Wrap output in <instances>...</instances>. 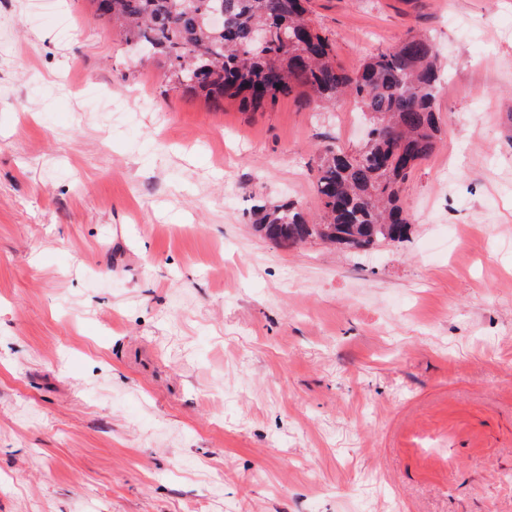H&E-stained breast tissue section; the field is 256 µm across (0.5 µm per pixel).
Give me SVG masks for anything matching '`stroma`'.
Wrapping results in <instances>:
<instances>
[{
    "instance_id": "stroma-1",
    "label": "stroma",
    "mask_w": 512,
    "mask_h": 512,
    "mask_svg": "<svg viewBox=\"0 0 512 512\" xmlns=\"http://www.w3.org/2000/svg\"><path fill=\"white\" fill-rule=\"evenodd\" d=\"M355 71L433 35L411 232L252 225L365 125L168 88L91 0H0V512H512V0H312Z\"/></svg>"
}]
</instances>
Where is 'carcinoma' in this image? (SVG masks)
Returning <instances> with one entry per match:
<instances>
[{"instance_id":"cac0c4a2","label":"carcinoma","mask_w":512,"mask_h":512,"mask_svg":"<svg viewBox=\"0 0 512 512\" xmlns=\"http://www.w3.org/2000/svg\"><path fill=\"white\" fill-rule=\"evenodd\" d=\"M310 0H93L98 18L125 42L163 64L168 81L213 100L259 110L300 90L334 103L354 99L374 135L357 152L327 146L316 165L321 221L311 224L293 202L259 206L253 223L279 245L322 239L367 251L401 242L410 230L404 197L417 166L437 146L440 81L432 38L409 33L349 73L337 64L332 39L309 18ZM224 10V27L207 18Z\"/></svg>"}]
</instances>
